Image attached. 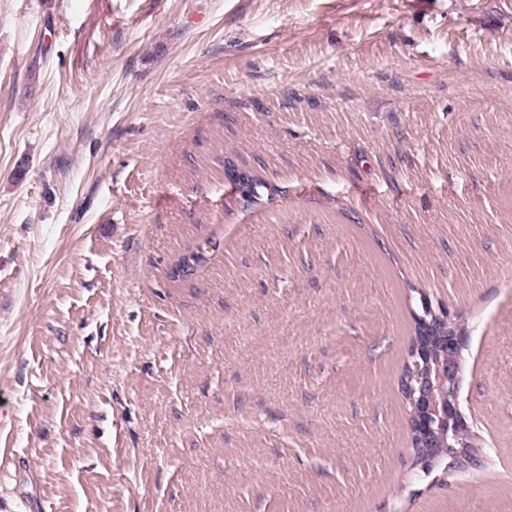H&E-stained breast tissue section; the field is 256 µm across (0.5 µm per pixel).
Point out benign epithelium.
I'll return each instance as SVG.
<instances>
[{
	"label": "benign epithelium",
	"mask_w": 512,
	"mask_h": 512,
	"mask_svg": "<svg viewBox=\"0 0 512 512\" xmlns=\"http://www.w3.org/2000/svg\"><path fill=\"white\" fill-rule=\"evenodd\" d=\"M416 318L440 324L446 331L442 348L413 339L399 386L409 407L408 419L414 448L413 467L430 474L439 467L471 465L477 458L472 433L460 409L462 324L448 309L433 307L421 297Z\"/></svg>",
	"instance_id": "benign-epithelium-1"
}]
</instances>
